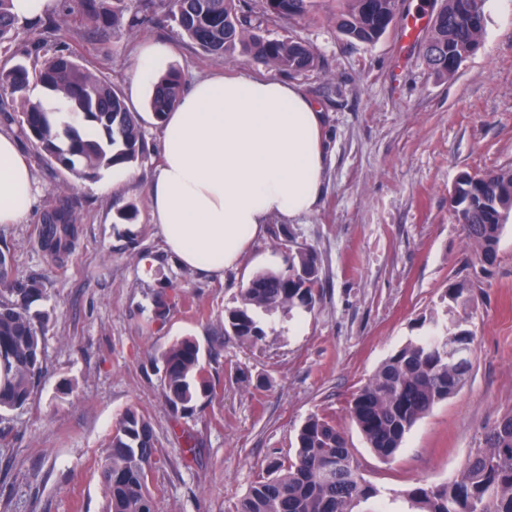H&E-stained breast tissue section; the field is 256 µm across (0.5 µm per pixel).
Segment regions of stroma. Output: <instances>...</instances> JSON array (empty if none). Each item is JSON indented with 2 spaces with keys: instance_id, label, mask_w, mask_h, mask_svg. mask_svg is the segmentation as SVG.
Listing matches in <instances>:
<instances>
[{
  "instance_id": "stroma-1",
  "label": "stroma",
  "mask_w": 512,
  "mask_h": 512,
  "mask_svg": "<svg viewBox=\"0 0 512 512\" xmlns=\"http://www.w3.org/2000/svg\"><path fill=\"white\" fill-rule=\"evenodd\" d=\"M77 8L78 0H60L62 36L24 62L34 71L72 52L112 80L140 119L146 155L132 163L134 178L120 167L81 178L47 161L18 124L0 122L28 159L37 193L25 222L0 224V250L13 258L0 297L36 285L31 308L49 317L31 400L0 411V512H102L100 466L130 409L157 439L148 483L155 512H234L272 460L294 454L313 414L344 434L379 491L374 512H399L405 492L448 481L512 412V218L496 263L484 269L452 202L460 175L512 168V0H485L479 45L449 77L432 73L422 41L404 40L402 23L372 44L340 34L336 0H315L309 13L269 28L317 56L313 68L291 74L246 54H207L170 16L103 38ZM152 42L171 47L160 72L177 70L188 82L217 71L285 79L324 114L315 210L271 217L239 268L221 276L179 265L149 220L162 125L150 109L152 85L132 90L131 70ZM63 209L72 210L75 232L70 249L54 254L38 229ZM303 246L319 269L314 308L258 314L264 336L254 344L225 332L226 309L260 271L255 257ZM458 283L472 302L452 312L448 290ZM455 318L474 334L464 386L411 428L393 459H380L350 419L349 401L389 355ZM186 337L198 343L214 392L184 417L163 397L161 356Z\"/></svg>"
}]
</instances>
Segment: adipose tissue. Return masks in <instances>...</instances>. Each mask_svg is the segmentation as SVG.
I'll return each instance as SVG.
<instances>
[{"mask_svg":"<svg viewBox=\"0 0 512 512\" xmlns=\"http://www.w3.org/2000/svg\"><path fill=\"white\" fill-rule=\"evenodd\" d=\"M162 126L149 216L185 267L223 274L270 217L309 214L319 200L323 115L297 84L217 72L185 88ZM34 204L31 167L0 133V224L22 223Z\"/></svg>","mask_w":512,"mask_h":512,"instance_id":"adipose-tissue-1","label":"adipose tissue"}]
</instances>
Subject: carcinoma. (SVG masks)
Here are the masks:
<instances>
[{
	"label": "carcinoma",
	"mask_w": 512,
	"mask_h": 512,
	"mask_svg": "<svg viewBox=\"0 0 512 512\" xmlns=\"http://www.w3.org/2000/svg\"><path fill=\"white\" fill-rule=\"evenodd\" d=\"M11 0H0V47L25 52L17 43ZM255 12L248 0H137L129 27L173 13L181 30L204 52L230 56L236 51L283 71L299 73L315 65L312 48L292 36L271 38L268 26L307 12L312 0H261ZM336 26L344 36L374 43L385 33L384 21L399 18L398 0H337ZM87 20L106 31L118 25L125 0H80ZM484 0H442L428 30L431 53L443 60H464L479 44L484 27ZM55 20H37L28 41L44 42L61 35ZM36 81L48 92L65 98L79 122L68 124L65 138L56 130L54 113L41 103L21 101L15 116L4 120L19 124L46 159L93 178L102 167L136 162L145 151L144 134L137 115L130 111L122 92L112 82L80 64L74 54L47 59ZM29 73L21 63L0 67V95L26 90ZM183 88V76L170 70L154 84L151 109L163 122ZM456 206L461 228L475 247L476 259L492 266L512 214V169L482 175L465 174L456 183ZM45 246L60 253L68 250L74 224L57 210L45 219ZM318 265L314 252L300 248L288 257L287 267L254 276L241 291L240 304L225 311L224 321L240 339L255 343L263 329L256 312L272 313L284 307L309 310L315 303ZM464 284L448 289L449 307L466 306L471 296ZM46 318L30 313L25 300L0 298V410L28 403L43 372L42 339ZM473 334L456 322L441 335L411 341L388 356L373 377L354 394L348 406L351 419L369 448L384 460L401 448L410 429L439 402L464 385L472 360L460 367L448 352L466 346L473 354ZM199 346L190 339L172 345L164 354L163 396L175 411L187 414L192 403L213 393L200 363ZM156 451L150 422L135 410L121 417L108 443L101 477L105 488L103 512H154L148 473ZM378 496L364 480L353 453L333 419L314 414L296 435L294 458L273 461L237 503L235 512H355ZM404 512H512V413L501 416L486 433L484 446L474 449L458 475L442 484L421 485L406 492Z\"/></svg>",
	"instance_id": "carcinoma-1"
}]
</instances>
